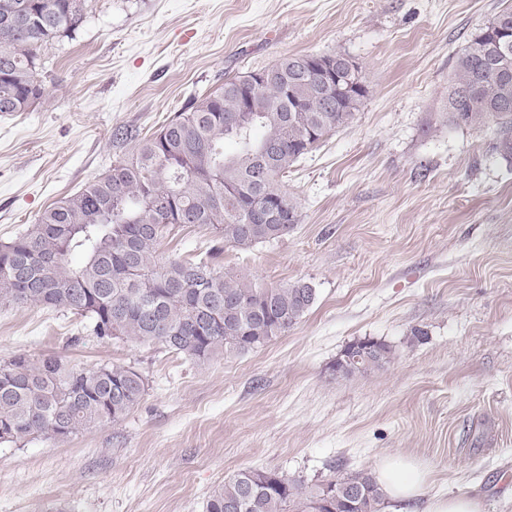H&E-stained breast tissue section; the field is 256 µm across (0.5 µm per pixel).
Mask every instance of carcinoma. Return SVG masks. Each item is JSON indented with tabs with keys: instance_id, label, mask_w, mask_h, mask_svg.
<instances>
[{
	"instance_id": "1",
	"label": "carcinoma",
	"mask_w": 512,
	"mask_h": 512,
	"mask_svg": "<svg viewBox=\"0 0 512 512\" xmlns=\"http://www.w3.org/2000/svg\"><path fill=\"white\" fill-rule=\"evenodd\" d=\"M87 0H0V113L25 112L44 95L39 49L76 36ZM512 30V4L468 42L494 44ZM252 111L239 106L236 79L194 95L187 106L131 154L78 191L49 205L35 224L0 243V303L64 309L93 332L160 344L190 360L244 353L287 332L310 310L316 290L298 280L263 287L220 269L215 245L198 258L162 259V239L177 226H206L224 244L248 250L281 238L300 222L282 178L332 133L354 122L367 97L364 75L351 96L321 86L315 71L263 69ZM448 91V122L479 129L512 127V50L500 68L463 46ZM263 172L257 184L251 177ZM260 201L287 206L284 224H250ZM78 254L82 262L72 263ZM366 364L350 343L332 370L349 376L383 367L384 342ZM145 379L120 365L76 367L48 355L20 353L0 362V444L32 436L57 440L120 422L142 400ZM383 496L365 471L309 491L272 470L245 469L212 490L205 512H381Z\"/></svg>"
}]
</instances>
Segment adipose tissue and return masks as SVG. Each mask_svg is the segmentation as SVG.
<instances>
[{"mask_svg":"<svg viewBox=\"0 0 512 512\" xmlns=\"http://www.w3.org/2000/svg\"><path fill=\"white\" fill-rule=\"evenodd\" d=\"M372 477L396 512H484L482 501L473 497L429 496L427 471L409 457H384L374 466Z\"/></svg>","mask_w":512,"mask_h":512,"instance_id":"ef3b65f1","label":"adipose tissue"}]
</instances>
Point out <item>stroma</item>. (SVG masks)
I'll use <instances>...</instances> for the list:
<instances>
[{
    "instance_id": "1",
    "label": "stroma",
    "mask_w": 512,
    "mask_h": 512,
    "mask_svg": "<svg viewBox=\"0 0 512 512\" xmlns=\"http://www.w3.org/2000/svg\"><path fill=\"white\" fill-rule=\"evenodd\" d=\"M502 0H88L75 39L47 44L44 95L0 117V242L106 170L116 128L155 132L195 93L293 54L345 53L368 96L354 122L284 179L288 235L224 247L221 268L305 281L316 300L285 334L190 361L101 338L43 306L0 305V362L58 354L140 372L122 421L0 444V512H204L214 487L271 469L310 489L383 457L421 462L438 495L512 512V163L497 123L449 125L448 77ZM208 227L160 256L193 257ZM390 345L383 368L332 365L351 342Z\"/></svg>"
}]
</instances>
